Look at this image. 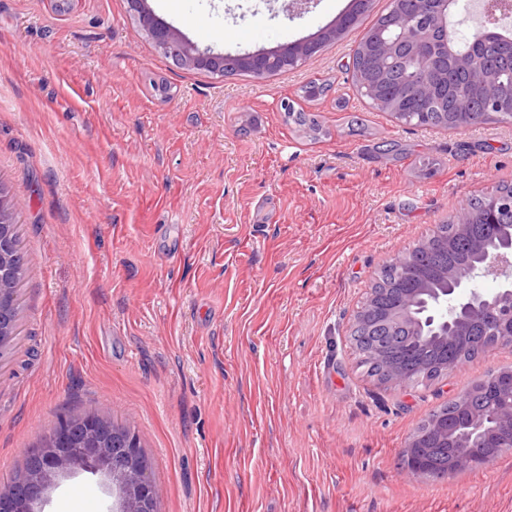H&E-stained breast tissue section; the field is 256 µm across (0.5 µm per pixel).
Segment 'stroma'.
<instances>
[{
    "mask_svg": "<svg viewBox=\"0 0 512 512\" xmlns=\"http://www.w3.org/2000/svg\"><path fill=\"white\" fill-rule=\"evenodd\" d=\"M349 5L147 0L232 55ZM388 5L256 79L176 67L126 0H0V188L26 253L0 483L60 415L93 409L139 434L159 512H512V452L445 478L402 458L433 411L512 370V347L400 389L349 338L391 255L512 184V124L399 125L353 88L346 65ZM112 501L84 473L44 512Z\"/></svg>",
    "mask_w": 512,
    "mask_h": 512,
    "instance_id": "35a3bbf8",
    "label": "stroma"
}]
</instances>
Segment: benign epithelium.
Masks as SVG:
<instances>
[{
    "label": "benign epithelium",
    "instance_id": "benign-epithelium-1",
    "mask_svg": "<svg viewBox=\"0 0 512 512\" xmlns=\"http://www.w3.org/2000/svg\"><path fill=\"white\" fill-rule=\"evenodd\" d=\"M457 0H421L418 14L406 18V27L397 41L382 36L369 40V58L381 60L397 54L405 41H416V24L432 19L433 27L442 31L436 40L439 54L424 56L409 53L404 62H417L433 76L434 64L447 58L457 66L480 70L474 50L461 53L448 32V19L456 14ZM129 17L144 31L154 47L180 68L211 71L222 77L247 68L258 78L269 75L271 68L290 61L298 67L309 58L311 48L324 39H335L341 18L326 27L317 38L303 39L277 51L258 50L242 55L211 54L200 51L173 27L155 19L147 0H129ZM483 26H496L512 16V0H487L482 8ZM487 114L512 122V93L485 102ZM438 277L452 286L439 290L429 282L402 295L398 305L382 316L388 331L405 321L417 336H426L436 346H448L462 338L483 335L496 344L512 346V233L499 243L481 249L479 264L461 273L456 266L442 267ZM492 278L497 287L485 291L478 281ZM381 289L371 288L363 305L354 313L353 323H365L378 306ZM366 356L383 367V383L404 388L413 383L412 376L393 363L381 344L366 349ZM498 388L502 404L489 418L473 407L477 388L470 387L456 398L464 411L463 418L448 429V419H433L423 431L416 430L403 450L404 468L411 475H434L432 440L450 443L448 474L481 469L492 457L482 448L512 447V370L501 373ZM77 472L103 475L117 497L113 512H158V489L150 474V462L139 436H123L113 431L112 421L98 412L65 414L28 457L23 473L0 484V512H41L38 505L60 478Z\"/></svg>",
    "mask_w": 512,
    "mask_h": 512
}]
</instances>
